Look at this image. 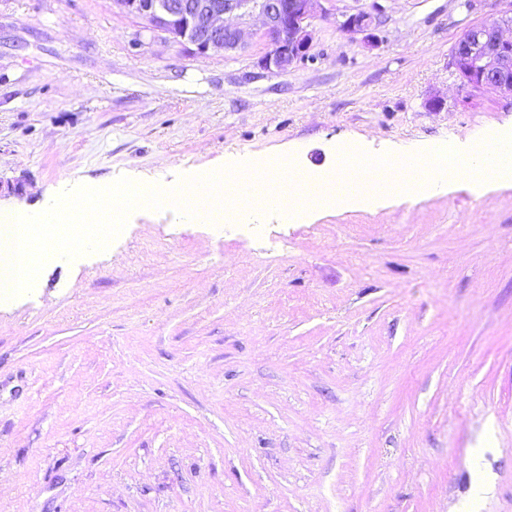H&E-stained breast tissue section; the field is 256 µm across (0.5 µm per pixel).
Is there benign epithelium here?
Instances as JSON below:
<instances>
[{
  "label": "benign epithelium",
  "mask_w": 512,
  "mask_h": 512,
  "mask_svg": "<svg viewBox=\"0 0 512 512\" xmlns=\"http://www.w3.org/2000/svg\"><path fill=\"white\" fill-rule=\"evenodd\" d=\"M320 0H113L123 12L141 17L169 39L190 44L200 55L230 53L246 44L243 24L260 21L271 49L260 60L269 71L283 73L309 58L308 28ZM375 24L367 12L347 17L343 28L364 32ZM512 16L468 28L454 44L451 65L473 89L512 93V39L501 37Z\"/></svg>",
  "instance_id": "obj_1"
}]
</instances>
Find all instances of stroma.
I'll use <instances>...</instances> for the list:
<instances>
[{
  "label": "stroma",
  "instance_id": "stroma-1",
  "mask_svg": "<svg viewBox=\"0 0 512 512\" xmlns=\"http://www.w3.org/2000/svg\"><path fill=\"white\" fill-rule=\"evenodd\" d=\"M357 12L370 35L343 30ZM505 14L320 0L308 60L277 73L253 20L200 56L112 0H0V209L292 144L331 170L334 141L512 130V94L451 65ZM253 218L139 208L0 299V512H512V182Z\"/></svg>",
  "mask_w": 512,
  "mask_h": 512
}]
</instances>
